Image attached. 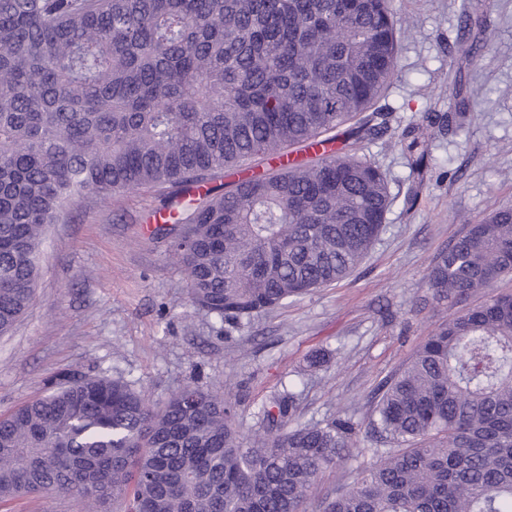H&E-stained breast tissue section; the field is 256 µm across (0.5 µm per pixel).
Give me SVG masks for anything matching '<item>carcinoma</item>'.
I'll return each mask as SVG.
<instances>
[{
	"label": "carcinoma",
	"instance_id": "cac0c4a2",
	"mask_svg": "<svg viewBox=\"0 0 512 512\" xmlns=\"http://www.w3.org/2000/svg\"><path fill=\"white\" fill-rule=\"evenodd\" d=\"M397 54L391 0H0V335L34 301L47 226L88 193L159 191L156 232L172 236L190 301L226 322L345 279L393 198L378 167L332 144L388 132L375 104ZM511 273L504 208L429 283L461 300ZM293 412L290 391L263 406L245 448L236 403L198 384L157 409L121 380L61 376L0 416V502L299 512L355 427L290 428ZM375 413L388 447L323 512H512V296L435 329Z\"/></svg>",
	"mask_w": 512,
	"mask_h": 512
}]
</instances>
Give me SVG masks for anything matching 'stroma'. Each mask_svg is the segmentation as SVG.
Segmentation results:
<instances>
[{"mask_svg": "<svg viewBox=\"0 0 512 512\" xmlns=\"http://www.w3.org/2000/svg\"><path fill=\"white\" fill-rule=\"evenodd\" d=\"M483 28L470 27L462 0H392L398 71L382 106L384 137L358 155L385 172L394 203L360 265L340 283L236 325L193 307L169 239L148 230L157 193L117 202L79 199L67 222L49 225L35 301L0 336V415L43 396L61 373L123 380L152 405L199 382L240 397L244 446L258 413L291 391L295 423H354L351 448L311 487L302 512L357 481L378 441L369 427L382 385L427 336L490 294H512V275L460 301L434 297L428 274L469 225L512 207V0H486ZM461 78L468 120L449 126L448 86ZM422 132L428 165L415 169L397 143ZM323 354L322 366L309 359Z\"/></svg>", "mask_w": 512, "mask_h": 512, "instance_id": "1", "label": "stroma"}]
</instances>
